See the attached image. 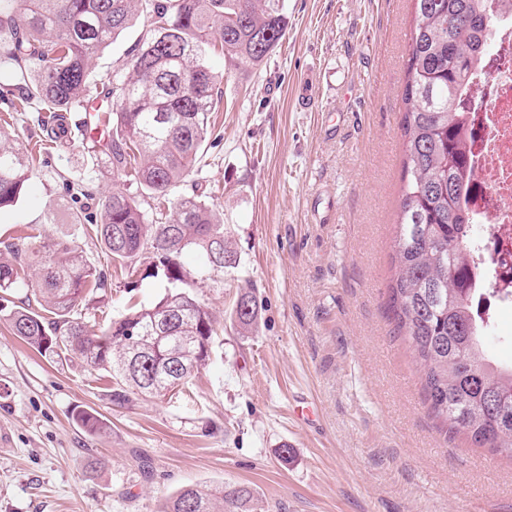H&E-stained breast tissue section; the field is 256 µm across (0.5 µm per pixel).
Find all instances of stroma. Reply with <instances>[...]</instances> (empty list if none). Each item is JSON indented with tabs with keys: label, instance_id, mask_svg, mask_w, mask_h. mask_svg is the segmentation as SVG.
I'll list each match as a JSON object with an SVG mask.
<instances>
[{
	"label": "stroma",
	"instance_id": "35a3bbf8",
	"mask_svg": "<svg viewBox=\"0 0 512 512\" xmlns=\"http://www.w3.org/2000/svg\"><path fill=\"white\" fill-rule=\"evenodd\" d=\"M281 2L285 35L262 64L211 54L221 99L198 177L236 258L223 287L197 291L224 326L210 361L183 394L117 406L108 381L0 321V512H157L189 484L246 485L257 512H512V459L446 432L388 311L411 0ZM150 25L139 15L98 52L92 86L127 72ZM0 132L31 150L34 172L0 211V251L35 224L67 233L63 181L88 207L116 185L89 175L81 136L47 144L22 102H0ZM80 245L109 282L82 311L89 329L163 295L152 278L131 285L92 239ZM246 291L259 313L243 329L233 310ZM79 406L107 433L82 431Z\"/></svg>",
	"mask_w": 512,
	"mask_h": 512
}]
</instances>
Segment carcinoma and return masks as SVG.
<instances>
[{
  "instance_id": "obj_1",
  "label": "carcinoma",
  "mask_w": 512,
  "mask_h": 512,
  "mask_svg": "<svg viewBox=\"0 0 512 512\" xmlns=\"http://www.w3.org/2000/svg\"><path fill=\"white\" fill-rule=\"evenodd\" d=\"M413 2L389 309L420 365L435 416L449 431L512 458V365L486 350L489 325L474 307L481 289L471 272L476 228L461 206L473 178L466 142L472 75L486 55L483 37L500 0ZM142 9L152 28L129 60L130 76L117 74L92 93L90 58ZM285 30L280 0H0V73L36 106L38 124L55 142L72 135L64 113L95 96L109 102L105 131L89 154L135 187L112 190L93 211L71 212L73 232L46 238L31 253L8 245L0 292L30 288L41 310L0 308V320L44 356L76 357L106 372L116 405L178 392L210 359L217 320L194 288L224 284V261L232 256L224 221L203 194L177 198L164 222L149 219L146 205L161 208L177 184L199 171L223 79L209 62L212 49L221 47L232 62L259 64ZM31 174L28 152L0 139V210L19 202ZM86 234L128 274L166 282L158 301L128 310L98 333L77 317L87 297L107 286L78 244ZM147 249L155 261L140 271L135 259ZM187 252L198 259L193 270L182 262ZM235 315L240 325L253 324L252 296L237 300ZM74 420L91 435L109 428L95 411L78 410ZM252 500L245 486H186L159 512H249Z\"/></svg>"
}]
</instances>
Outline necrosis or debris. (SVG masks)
Returning <instances> with one entry per match:
<instances>
[{
    "mask_svg": "<svg viewBox=\"0 0 512 512\" xmlns=\"http://www.w3.org/2000/svg\"><path fill=\"white\" fill-rule=\"evenodd\" d=\"M494 52L474 76L483 96L470 114V162L477 178L461 202L479 229L472 254L480 287L490 289L482 315L496 322L512 309V4L491 29Z\"/></svg>",
    "mask_w": 512,
    "mask_h": 512,
    "instance_id": "necrosis-or-debris-1",
    "label": "necrosis or debris"
}]
</instances>
